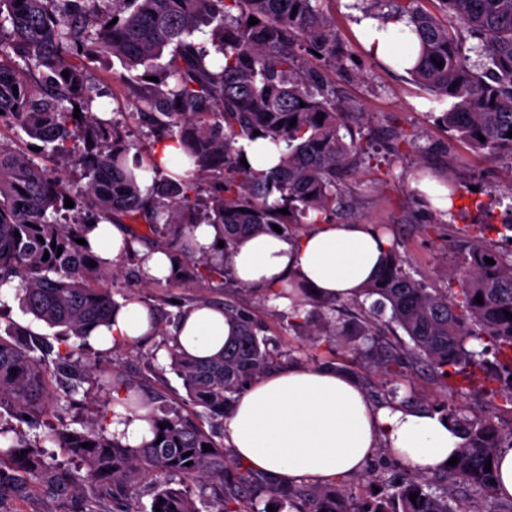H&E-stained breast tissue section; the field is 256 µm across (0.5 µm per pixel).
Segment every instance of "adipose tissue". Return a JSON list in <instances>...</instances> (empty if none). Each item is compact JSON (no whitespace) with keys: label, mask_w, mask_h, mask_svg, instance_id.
I'll return each instance as SVG.
<instances>
[{"label":"adipose tissue","mask_w":512,"mask_h":512,"mask_svg":"<svg viewBox=\"0 0 512 512\" xmlns=\"http://www.w3.org/2000/svg\"><path fill=\"white\" fill-rule=\"evenodd\" d=\"M356 29L365 49L391 68L404 72L415 64L419 40L406 21L364 18ZM87 242L109 265L134 246L122 225L105 221L88 232ZM388 246L372 225L321 223L295 238L248 234L237 244L232 266L238 281L258 290H278L293 280L317 297L349 300L375 278ZM235 332L222 311L194 305L186 307L171 335L182 349L205 359L219 353ZM154 334L149 309L134 300L94 328L88 342L106 350ZM225 443L246 467L288 486L360 474L382 444L413 469L432 472L445 467L460 438L436 413L375 407L348 372L294 364L245 387L228 420Z\"/></svg>","instance_id":"1"}]
</instances>
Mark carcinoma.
<instances>
[{
    "mask_svg": "<svg viewBox=\"0 0 512 512\" xmlns=\"http://www.w3.org/2000/svg\"><path fill=\"white\" fill-rule=\"evenodd\" d=\"M320 2L0 0V127L17 126L40 142L36 160L0 137V285L17 282L27 314L80 341L55 353L26 327L0 336V410L22 415L49 401L72 404L83 384L96 382L116 393L112 405L133 414L149 409L152 433L138 446L108 437L85 398L87 421L79 428L63 424L33 440L19 434L9 441L11 429L0 427V500L40 493L58 500L59 512H143L139 497L148 493L149 512H253L251 502L260 496L296 512H481L480 499L495 495V472L484 468L512 439V427L470 417L458 406L446 413L462 438L457 464L433 479L412 473L374 505L354 503L334 486L271 485L227 452L223 433L154 406L159 396L145 394L123 366L99 356L74 359L87 331L108 323L121 306L114 298L120 266L104 265L77 243L86 224H138L133 240L179 252L183 261L169 288L197 281L211 292L230 285L249 292L231 268L239 237L275 225L290 236L308 218L331 222L345 212L340 185L370 158L372 145L341 134L355 108L336 98L319 68L343 65L347 52ZM371 2L385 9L382 20L414 26L420 52L408 74L433 97L448 99L440 116L448 131L477 151L512 156V0H437L476 40L467 49L457 29L423 11L421 0ZM251 17L258 23L249 25ZM93 54L110 55L124 69L119 78L132 86L135 124L153 132L145 153L130 156L134 140L97 114L84 63ZM149 77L158 81L140 87ZM256 131L281 149L279 166L268 173L241 163L240 142L255 139ZM166 145L192 162L187 176L161 163L157 149ZM143 166L155 172L147 195L135 174ZM67 198L73 207H65ZM284 208L288 213H280ZM203 223L219 228L224 247L198 256L185 239ZM489 229L462 232L465 265L450 272L443 290L408 273L390 244L380 274L363 290L371 303H358L346 320L348 302L308 299L317 317L309 335L359 355V341H378L395 324L412 345L381 347L383 368L403 365L406 353L446 388L477 382L500 393L496 409L511 413L512 320L505 312L512 313V254L486 242ZM222 307L237 334L215 357L198 360L161 332L189 402L213 422L228 417L235 396L275 355L249 310L232 300ZM56 373L68 380L61 395L49 387ZM46 443L76 466L48 459ZM205 444L212 450L203 451Z\"/></svg>",
    "mask_w": 512,
    "mask_h": 512,
    "instance_id": "carcinoma-1",
    "label": "carcinoma"
}]
</instances>
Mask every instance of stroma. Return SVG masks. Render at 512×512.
I'll use <instances>...</instances> for the list:
<instances>
[{"mask_svg": "<svg viewBox=\"0 0 512 512\" xmlns=\"http://www.w3.org/2000/svg\"><path fill=\"white\" fill-rule=\"evenodd\" d=\"M355 2H323L338 37L348 48L344 66L328 70L327 78L338 95L362 113L361 118L351 120L350 133L361 142L390 131L413 133L417 139L412 146L402 148L400 154L382 152L362 163L343 182L342 193L351 207L352 219L374 225L380 234L397 242L404 266L414 278L428 287L443 289L448 285L449 271L459 268L463 253L462 247L449 242V227L488 225L487 243L506 253L512 251V157L475 151L452 136L439 121L444 104L431 101L409 74L393 72L367 53L355 32L359 13ZM86 64L91 90L99 94L105 112H116L117 124L131 129L133 123L128 114L134 109L133 99L118 79L119 62L94 56ZM418 170L458 186L461 197L448 215L421 209L410 184L412 173ZM125 294L164 318L194 303L202 297L203 290L198 285L148 287L132 278ZM239 301L265 324L268 337L282 353L281 365L351 362L356 368H369L371 386L367 393L376 405L384 404L388 389L396 384L401 396L414 397L428 410L450 403L465 406L498 424L512 421L511 415L494 411L490 397L479 388L462 394L444 391L429 371L417 366L407 368L406 381L396 382L393 375L377 368L376 351L355 358L340 348L331 351L324 345L311 347L302 330L289 327L286 307L273 301L258 304L255 294L250 292L240 295ZM110 356L135 372L148 373V365H155L156 373H148L152 387L162 390L168 402L186 405V392L181 379L168 367L161 336H153L146 343L117 345ZM405 469V463L396 460L389 449L381 448L364 476L342 477L335 484L350 498L375 501L381 493L392 490L403 478Z\"/></svg>", "mask_w": 512, "mask_h": 512, "instance_id": "35a3bbf8", "label": "stroma"}]
</instances>
